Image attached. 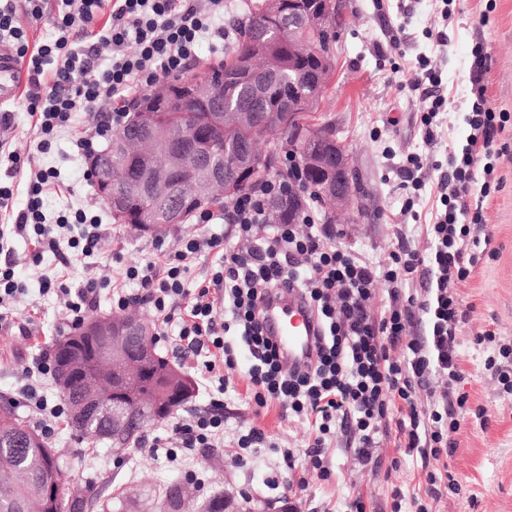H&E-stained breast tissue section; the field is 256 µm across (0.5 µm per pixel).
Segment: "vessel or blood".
Segmentation results:
<instances>
[{
    "mask_svg": "<svg viewBox=\"0 0 512 512\" xmlns=\"http://www.w3.org/2000/svg\"><path fill=\"white\" fill-rule=\"evenodd\" d=\"M22 78L12 49L0 42V103L16 97ZM261 325L277 344L288 369L304 368L313 359L321 330L312 306L297 285L281 288L265 299Z\"/></svg>",
    "mask_w": 512,
    "mask_h": 512,
    "instance_id": "b4317fda",
    "label": "vessel or blood"
}]
</instances>
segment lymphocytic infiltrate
Listing matches in <instances>:
<instances>
[{
  "label": "lymphocytic infiltrate",
  "instance_id": "lymphocytic-infiltrate-1",
  "mask_svg": "<svg viewBox=\"0 0 512 512\" xmlns=\"http://www.w3.org/2000/svg\"><path fill=\"white\" fill-rule=\"evenodd\" d=\"M27 3L33 17L55 13L61 30L54 42L30 43L13 0H0V41L27 66L26 111L42 153L81 115L87 124L74 146L81 158L93 157L125 118L115 101L181 75L197 63L201 45L215 53L224 49L219 24L224 0H207L203 6L198 0ZM101 16L106 19L102 25L97 22ZM488 73L484 41L478 35L469 61V133L464 144L449 154L439 175H432L414 155L400 169L404 189L432 187L442 204L426 227L428 252L405 246L382 262L362 261L337 245L333 226L310 205L299 207L292 222L265 224L268 202L288 186L306 184L305 171L290 155L284 176L242 192L221 212L197 214L201 224L221 220L232 225L237 244L216 234L186 238L176 252L126 268L125 278L133 287L112 297L119 309L148 305L160 331L177 328V344L193 354L206 387L218 392L226 391V373L237 367L239 352L248 351L252 362L245 377L251 401L262 410L279 405L308 423L306 454L317 480L331 475L326 452L333 430L352 437L354 454L366 465L373 459L375 434L393 429L405 456L421 463L427 498L437 497L440 485L453 482L441 462L454 452L458 412L468 402L454 385L463 378L457 328L469 317L455 288L473 273L476 248L491 241L483 204L499 188L496 146L512 121V114L491 108ZM406 85L424 104L420 123L425 141L436 143L448 109L440 73L428 57H417ZM478 167L484 174L480 183L474 179ZM57 177L55 170L39 168L24 183L0 181V240L9 232L33 236L68 265L92 256L108 229L99 214L81 207L66 208L55 221H47L43 198ZM74 225L81 226V233L66 238ZM205 251L213 254L215 268L188 285L187 275ZM381 282L387 286L388 302L376 311L371 302ZM290 283L301 288L322 330L314 363L304 370L285 369L277 345L264 336L260 323V303ZM43 286L55 288L66 311L65 323L74 328L97 302V286L91 281L74 291L48 280ZM424 322L427 334H415ZM433 374L447 377L449 385L431 409H419L417 393ZM223 440L224 415L213 409L178 420L154 436L151 446L172 456ZM427 498L408 499L394 491L392 512L406 507L429 512Z\"/></svg>",
  "mask_w": 512,
  "mask_h": 512
}]
</instances>
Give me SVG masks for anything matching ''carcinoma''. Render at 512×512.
<instances>
[{
  "label": "carcinoma",
  "instance_id": "carcinoma-1",
  "mask_svg": "<svg viewBox=\"0 0 512 512\" xmlns=\"http://www.w3.org/2000/svg\"><path fill=\"white\" fill-rule=\"evenodd\" d=\"M288 21V0H257L238 21V38L224 53V61L211 72L224 82L222 101L192 97L188 89L174 79L172 99L164 105H151L147 112H134L121 129L124 135L136 133L144 125L153 126L156 155L164 160L171 140L183 133L209 124L212 113H224V128L207 146L206 158L213 175L220 178L222 193L210 187L195 194L182 195L176 208L179 223L208 204L230 202L244 190L267 179L272 158L261 156L258 145L272 133H279L287 143L295 140L294 130L305 112L317 108L326 79L333 64V47L328 44L323 24H301L291 32L284 31ZM209 72V73H211ZM207 72H196L194 78L205 81ZM315 153L325 162L336 164V141L319 130ZM248 154V173L236 178L225 162L237 153ZM116 187L125 196V207L112 215V223L129 224L146 232L144 224L153 213V197L139 183L134 172L117 176ZM151 370L153 375L141 378L139 394L150 400L164 399L169 389H177L181 380L195 388L193 378L185 373L172 377L173 366L161 355ZM69 424L80 439L86 440L88 452L101 442H112L97 417L69 414ZM37 432L26 425L14 409L0 407V512H37V504L50 473L46 469L48 447L18 446L20 434ZM191 490L180 483L163 487L159 495L168 512H181ZM101 493L91 488L83 493L63 492L66 512H85L100 506Z\"/></svg>",
  "mask_w": 512,
  "mask_h": 512
}]
</instances>
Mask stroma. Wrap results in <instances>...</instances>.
Here are the masks:
<instances>
[{
	"label": "stroma",
	"mask_w": 512,
	"mask_h": 512,
	"mask_svg": "<svg viewBox=\"0 0 512 512\" xmlns=\"http://www.w3.org/2000/svg\"><path fill=\"white\" fill-rule=\"evenodd\" d=\"M443 8L442 0H338L342 27L334 66L310 123L331 133L348 154L361 202L357 208L337 209L333 219L337 242L371 263L384 260L403 243L419 249L427 246L425 226L439 201L428 188L408 196L399 187L398 171L409 155H421L429 167L464 143L468 127L458 104L469 95L468 60L474 31H482L489 54L491 106L512 113V0H459L456 13L447 18ZM391 24L405 29L408 42L401 49L391 48L385 39L383 31ZM429 29L447 30V45L433 46L425 36ZM422 55L440 70L450 101L443 138L435 145L424 141L422 103L402 87L409 64ZM11 109L12 150L25 166L50 167L58 174V186L46 201V216L54 217L70 205L102 209L88 165L74 146L81 125L61 131L51 152L41 154L32 143L23 97H16ZM499 144L503 148L498 167L502 184L484 207L495 254L482 256L471 276L457 288L472 312L458 333L464 378L456 389L467 394L469 407L486 408L488 422L483 425L464 416L454 436L455 452L448 460L461 490L430 500L432 512H512V397L504 393L495 369L484 366L495 344L512 345V125L506 127ZM230 231L224 223L191 221L168 225L156 237L116 224L99 253L66 267L51 252L40 251L33 239L13 237L11 253L0 254V263L14 257L15 278L24 292L0 322V397L14 400L18 414L35 429L40 428L42 415L28 401L26 385L37 384L48 405L61 401L53 378L27 373L43 354L53 351L63 321L55 293L41 291V276L64 273L75 290L95 281L100 288L96 313L118 318L122 312L113 307L111 294L122 283V270L145 263L156 246L168 252L177 250L183 236H226ZM22 323L28 324L29 335L19 333ZM487 330L494 333L495 343L477 344V334ZM223 400V447L199 448L187 459L150 453L151 438L164 429L160 422L148 426L138 442L120 453L105 443L95 453H84L63 418L46 440L55 448L71 490L128 491L136 496L137 512H160V488L173 480L187 481L192 473L201 496L220 492L241 508L289 497L297 512H344L348 502L359 498L365 512H391L394 489L408 497L426 490L424 472L411 458L399 457L394 437H377L373 455L381 464L365 467L356 460L342 432L328 441L330 480L301 487L310 467L307 425L276 406L256 412L247 398V380L239 370L232 372ZM253 427L264 430V447L236 448L238 436ZM288 448L295 455L290 467L283 462ZM395 458L401 467L394 472L390 466Z\"/></svg>",
	"instance_id": "obj_1"
}]
</instances>
